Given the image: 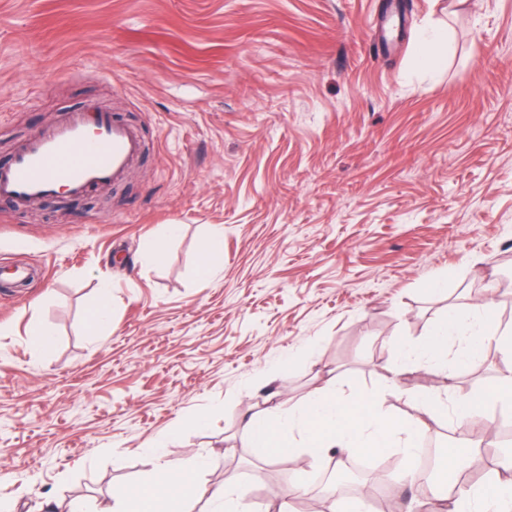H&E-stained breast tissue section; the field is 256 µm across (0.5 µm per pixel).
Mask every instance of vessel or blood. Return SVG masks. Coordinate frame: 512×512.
Instances as JSON below:
<instances>
[{
  "label": "vessel or blood",
  "mask_w": 512,
  "mask_h": 512,
  "mask_svg": "<svg viewBox=\"0 0 512 512\" xmlns=\"http://www.w3.org/2000/svg\"><path fill=\"white\" fill-rule=\"evenodd\" d=\"M142 152L138 129L89 104L16 146L0 164V202L27 209L62 188L84 195L119 184Z\"/></svg>",
  "instance_id": "obj_1"
}]
</instances>
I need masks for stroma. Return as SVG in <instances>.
Masks as SVG:
<instances>
[{
	"label": "stroma",
	"instance_id": "obj_1",
	"mask_svg": "<svg viewBox=\"0 0 512 512\" xmlns=\"http://www.w3.org/2000/svg\"><path fill=\"white\" fill-rule=\"evenodd\" d=\"M92 102L142 133L124 182L0 203V265L33 273L0 291V501L95 507L146 484L141 448L173 429L199 490L185 512H215L228 475L264 512L254 410L333 380L413 418L421 393L451 406L502 378L490 343L478 376L463 337L396 374L390 343L471 317L476 282L512 261V0H0V164ZM213 224L224 264L204 281ZM112 319V288L107 284L100 292V299L92 310L91 322L96 328H105Z\"/></svg>",
	"mask_w": 512,
	"mask_h": 512
}]
</instances>
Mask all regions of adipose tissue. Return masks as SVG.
Here are the masks:
<instances>
[{"mask_svg":"<svg viewBox=\"0 0 512 512\" xmlns=\"http://www.w3.org/2000/svg\"><path fill=\"white\" fill-rule=\"evenodd\" d=\"M458 327L456 310L435 330L430 339L419 347L394 341L392 353L398 365L418 359L440 366L448 353V339ZM512 401V379H503L499 387L483 395L460 396L455 405L458 423L467 424L475 417H488L492 403ZM419 404L423 417L394 419L383 415L376 405L364 398L350 400L337 396L335 388L316 390L298 413L281 416L269 410L254 413L245 427V434L255 448L265 449L270 457L285 455L301 458L303 453L317 454L334 448L348 455H357L368 448L398 446L406 461H413L418 441L425 426V416L442 413L441 402L429 395L421 396ZM182 469L176 460L159 456L154 473L147 485L138 492L118 487L112 499L100 503L97 512H158L159 498L181 489ZM483 503L486 512H512V479H497L479 487L466 496L452 498L449 492L436 490L431 512H472L474 503Z\"/></svg>","mask_w":512,"mask_h":512,"instance_id":"obj_1","label":"adipose tissue"}]
</instances>
